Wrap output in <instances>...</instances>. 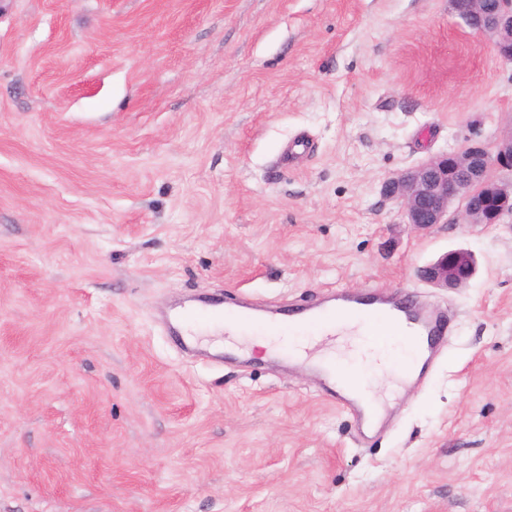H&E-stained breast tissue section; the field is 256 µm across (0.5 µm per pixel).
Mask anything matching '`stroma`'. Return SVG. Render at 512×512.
<instances>
[{"instance_id":"35a3bbf8","label":"stroma","mask_w":512,"mask_h":512,"mask_svg":"<svg viewBox=\"0 0 512 512\" xmlns=\"http://www.w3.org/2000/svg\"><path fill=\"white\" fill-rule=\"evenodd\" d=\"M511 125L449 0H0V512H512V217L418 231L380 194ZM460 247L466 286L418 277ZM328 289L448 326L368 446L311 371L161 321Z\"/></svg>"}]
</instances>
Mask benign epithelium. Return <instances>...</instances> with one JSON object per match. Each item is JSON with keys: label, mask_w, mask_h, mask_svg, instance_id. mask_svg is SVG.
I'll return each instance as SVG.
<instances>
[{"label": "benign epithelium", "mask_w": 512, "mask_h": 512, "mask_svg": "<svg viewBox=\"0 0 512 512\" xmlns=\"http://www.w3.org/2000/svg\"><path fill=\"white\" fill-rule=\"evenodd\" d=\"M484 2L468 0L465 23L490 36L498 56L512 62V0H495L486 15ZM496 165L512 171V127L502 132L494 151L472 142L460 150L442 153L386 179L382 193L402 204L406 223L417 229L445 223L448 208L455 201L464 203L467 223L498 224L512 215V179L496 177ZM476 267L475 256L457 248L421 269L420 276L438 288H461L473 277Z\"/></svg>", "instance_id": "7a95c632"}]
</instances>
